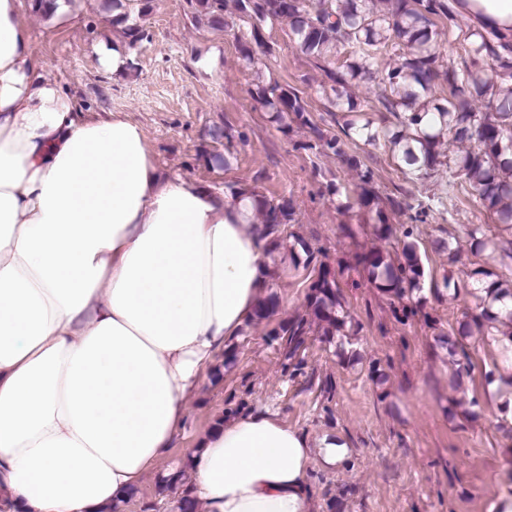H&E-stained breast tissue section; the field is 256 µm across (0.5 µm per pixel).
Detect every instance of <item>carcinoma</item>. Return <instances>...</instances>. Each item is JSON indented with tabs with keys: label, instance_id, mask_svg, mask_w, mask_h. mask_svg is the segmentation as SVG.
Wrapping results in <instances>:
<instances>
[{
	"label": "carcinoma",
	"instance_id": "carcinoma-1",
	"mask_svg": "<svg viewBox=\"0 0 512 512\" xmlns=\"http://www.w3.org/2000/svg\"><path fill=\"white\" fill-rule=\"evenodd\" d=\"M152 0H103L109 22L120 26L133 49L146 38L145 17ZM192 20L213 33L230 35L242 61L262 69L275 53L271 32L274 25L288 22L297 50L306 58L323 62L325 80L317 94L326 101L330 123L317 122L308 109L303 92L273 78L258 75L249 89L251 99L269 114L283 134L293 128L309 133L300 144L305 150L339 158L354 173L359 221L376 225V235L390 234L391 217L410 206L405 199L383 196L374 172L356 154L346 151L347 141L367 146H387L399 167L418 179L431 177L448 167V199L459 194L474 198L489 213L493 223L512 229V38L492 24L477 28L465 22L467 0H189ZM454 36L457 58L439 70L440 42ZM352 61L333 66L339 50ZM391 59L379 72L381 55ZM448 83L449 95L435 96L439 79ZM359 81L376 83L378 108L390 113L396 125L376 126L373 120H349L362 113L350 92ZM224 154L213 156L227 168L234 158V140L242 138L231 127L224 128ZM232 193L250 194L259 200L256 214L266 226L270 252L283 245L282 226L294 221L291 202H273L254 188L229 183ZM470 249L489 251L494 259L501 252L511 260L508 280L476 268L470 281L460 285L450 279L444 285L453 293L465 290L474 299V311L464 315L456 330L458 339L438 335L448 345L456 370L452 386L462 385L469 367L454 359L462 340L472 336L495 342L504 336L502 350L512 352V239L501 242L488 225L474 224L468 230ZM383 293L401 300L422 291L424 269L417 244L406 242L401 256L380 251L355 256ZM307 314L285 320L270 329L266 338L293 360L306 342L311 324L317 323L326 341L341 334L349 314H340V286L336 273L319 263L308 286ZM278 306L274 293L263 298L255 320L269 319Z\"/></svg>",
	"mask_w": 512,
	"mask_h": 512
}]
</instances>
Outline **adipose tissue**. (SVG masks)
I'll return each instance as SVG.
<instances>
[{
  "label": "adipose tissue",
  "mask_w": 512,
  "mask_h": 512,
  "mask_svg": "<svg viewBox=\"0 0 512 512\" xmlns=\"http://www.w3.org/2000/svg\"><path fill=\"white\" fill-rule=\"evenodd\" d=\"M0 0V512H108L183 431L276 266L255 201L172 178L141 127L82 118ZM346 455L263 411L188 461L199 512H314Z\"/></svg>",
  "instance_id": "ef3b65f1"
}]
</instances>
